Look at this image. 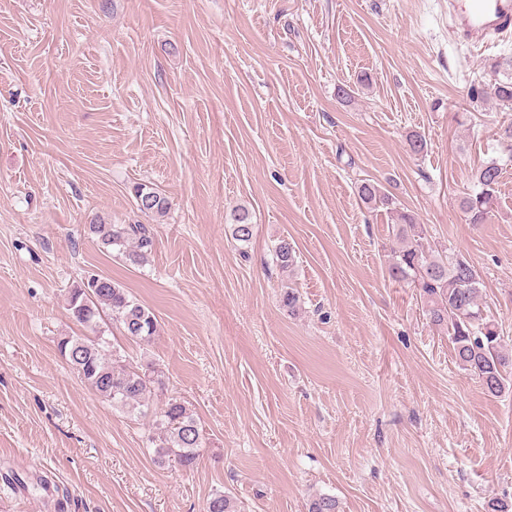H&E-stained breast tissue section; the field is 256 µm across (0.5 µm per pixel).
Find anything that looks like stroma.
Listing matches in <instances>:
<instances>
[{
  "label": "stroma",
  "instance_id": "stroma-1",
  "mask_svg": "<svg viewBox=\"0 0 512 512\" xmlns=\"http://www.w3.org/2000/svg\"><path fill=\"white\" fill-rule=\"evenodd\" d=\"M451 25L448 0H0V476L26 484L0 491V512H48L41 475L60 512H203L218 492L237 512H307L318 494L341 512L512 503V388L488 395L458 366L416 289L388 276L389 210L357 193L378 181L429 245L473 261L512 351L497 142L512 111L493 71L512 31L473 45ZM491 159L493 214L467 223L460 201ZM139 183L164 217L138 210ZM100 218L151 227L148 261L103 249ZM90 274L158 320L147 345L101 327L160 371L149 415L112 407L58 350L85 333L67 301ZM171 398L202 430L190 469L158 464L148 440ZM134 197L138 209L145 214H154L159 217L165 215L169 208V203L165 197L157 192L153 187L146 184H138L133 188ZM232 238L238 241L241 246H247L251 243L254 233V224L251 222L250 213L242 209L235 216V224H232Z\"/></svg>",
  "mask_w": 512,
  "mask_h": 512
}]
</instances>
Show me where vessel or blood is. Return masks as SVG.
Here are the masks:
<instances>
[{"label": "vessel or blood", "instance_id": "obj_1", "mask_svg": "<svg viewBox=\"0 0 512 512\" xmlns=\"http://www.w3.org/2000/svg\"><path fill=\"white\" fill-rule=\"evenodd\" d=\"M453 31L462 40L480 43L512 29V0H450Z\"/></svg>", "mask_w": 512, "mask_h": 512}]
</instances>
